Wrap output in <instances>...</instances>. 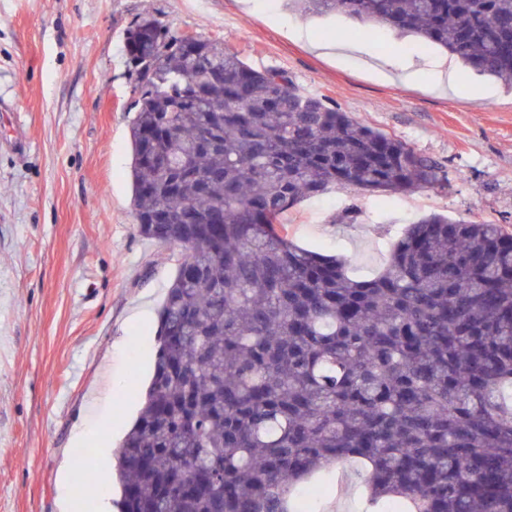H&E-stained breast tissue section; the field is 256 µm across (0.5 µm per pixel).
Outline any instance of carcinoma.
Returning a JSON list of instances; mask_svg holds the SVG:
<instances>
[{
	"mask_svg": "<svg viewBox=\"0 0 512 512\" xmlns=\"http://www.w3.org/2000/svg\"><path fill=\"white\" fill-rule=\"evenodd\" d=\"M292 2L512 86V0ZM125 51L135 221L182 260L116 453L118 512H307L297 487L348 461L382 508L512 512V233L423 216L359 278L282 215L331 187H441L437 162L219 40L145 17Z\"/></svg>",
	"mask_w": 512,
	"mask_h": 512,
	"instance_id": "obj_1",
	"label": "carcinoma"
}]
</instances>
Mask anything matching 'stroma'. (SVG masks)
<instances>
[{
	"mask_svg": "<svg viewBox=\"0 0 512 512\" xmlns=\"http://www.w3.org/2000/svg\"><path fill=\"white\" fill-rule=\"evenodd\" d=\"M146 16L285 72L443 166L441 189L302 200L283 217L300 246L367 277L425 215L512 231V87L465 67L437 83L440 47L264 0H0V512H62L65 477L73 499L118 495L113 450L150 382L180 253L140 236L131 205L139 89L124 42ZM322 28L354 50L328 58Z\"/></svg>",
	"mask_w": 512,
	"mask_h": 512,
	"instance_id": "obj_1",
	"label": "stroma"
}]
</instances>
